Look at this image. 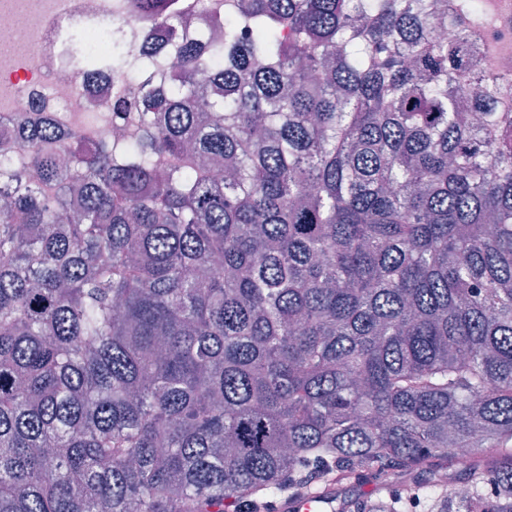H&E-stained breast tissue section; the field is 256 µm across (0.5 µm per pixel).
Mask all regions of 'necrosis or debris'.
<instances>
[{"label":"necrosis or debris","mask_w":512,"mask_h":512,"mask_svg":"<svg viewBox=\"0 0 512 512\" xmlns=\"http://www.w3.org/2000/svg\"><path fill=\"white\" fill-rule=\"evenodd\" d=\"M484 38L502 50L495 72L512 76V0H499ZM163 40V28L136 13L133 0H0V112L95 122L117 87L175 85L173 61L152 74L139 68L142 53ZM116 43L126 56L119 70L105 65Z\"/></svg>","instance_id":"1"}]
</instances>
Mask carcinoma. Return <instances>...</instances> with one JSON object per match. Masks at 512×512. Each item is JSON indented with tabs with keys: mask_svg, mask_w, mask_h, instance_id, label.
I'll return each mask as SVG.
<instances>
[{
	"mask_svg": "<svg viewBox=\"0 0 512 512\" xmlns=\"http://www.w3.org/2000/svg\"><path fill=\"white\" fill-rule=\"evenodd\" d=\"M135 2L177 93L112 95L113 139L0 114V512H259L332 472L374 485L342 512H512L490 5L223 0L205 43Z\"/></svg>",
	"mask_w": 512,
	"mask_h": 512,
	"instance_id": "1",
	"label": "carcinoma"
}]
</instances>
